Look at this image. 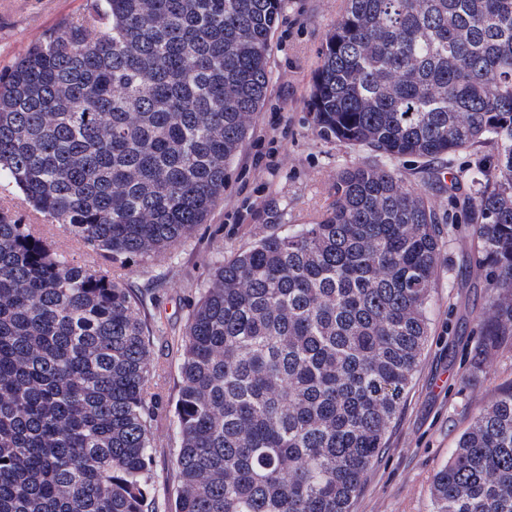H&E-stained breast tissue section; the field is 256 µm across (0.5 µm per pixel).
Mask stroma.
Masks as SVG:
<instances>
[{
	"mask_svg": "<svg viewBox=\"0 0 512 512\" xmlns=\"http://www.w3.org/2000/svg\"><path fill=\"white\" fill-rule=\"evenodd\" d=\"M90 0H0V69L23 58L53 27L83 13ZM344 0H282L270 51L271 81L265 103L238 153L224 188V199L186 240L159 256H141L112 265L135 288L149 287L156 276L166 282L146 318L163 337L152 350L154 390L161 396L151 424L153 471L159 500L169 498L173 480L170 450L177 441L171 404L176 395L182 338L199 290L215 267L249 250L270 230L288 233L312 222L332 203L336 176L345 168L374 161V154L324 140L313 131L311 90L319 51L333 29ZM273 151V166L254 161L257 150ZM475 156L459 154L424 166L402 159L394 166L406 184L425 191L441 211L471 192L466 172ZM0 209L37 225L59 252L77 262L98 264V257L65 227L38 213L10 185L0 186ZM472 227L455 225L441 234V266L431 290V336L393 421L386 446L352 506V512H434L431 485L436 471L453 455L484 401L512 383V350L501 349L469 383L461 377L473 331L482 315V288L461 282L475 252Z\"/></svg>",
	"mask_w": 512,
	"mask_h": 512,
	"instance_id": "stroma-1",
	"label": "stroma"
}]
</instances>
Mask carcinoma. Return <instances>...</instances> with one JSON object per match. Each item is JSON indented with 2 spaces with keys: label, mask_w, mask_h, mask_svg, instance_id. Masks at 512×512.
<instances>
[{
  "label": "carcinoma",
  "mask_w": 512,
  "mask_h": 512,
  "mask_svg": "<svg viewBox=\"0 0 512 512\" xmlns=\"http://www.w3.org/2000/svg\"><path fill=\"white\" fill-rule=\"evenodd\" d=\"M282 0H92L0 70V182L101 258L158 255L224 199L269 86ZM313 132L390 159L485 145L461 212L512 345V0H346ZM442 213L393 169L336 176L312 224L201 289L173 405L167 512H351L430 336ZM133 289L0 212V512H159L157 330ZM436 512H512V386L433 479Z\"/></svg>",
  "instance_id": "cac0c4a2"
}]
</instances>
